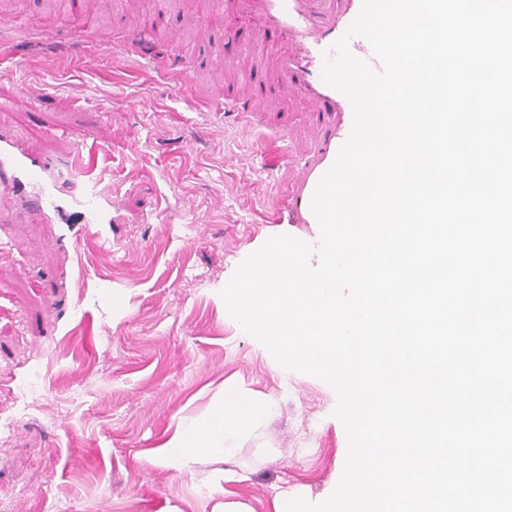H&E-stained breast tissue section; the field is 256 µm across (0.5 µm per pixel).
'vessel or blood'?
<instances>
[{"instance_id": "vessel-or-blood-1", "label": "vessel or blood", "mask_w": 512, "mask_h": 512, "mask_svg": "<svg viewBox=\"0 0 512 512\" xmlns=\"http://www.w3.org/2000/svg\"><path fill=\"white\" fill-rule=\"evenodd\" d=\"M362 0H219L215 12L225 17L224 32L234 36L248 29L240 40L243 55L273 54L268 75L250 68L238 73V90L225 94L212 109L225 117L247 122L262 111L269 92L303 99L309 111L333 114L334 123L324 133L317 155L304 161L290 160L291 186L302 197H312L324 173L332 166L340 147L350 135L353 110L349 100L327 85L321 76L324 59L333 55L334 43L358 16ZM350 52L367 62L375 72L384 65L370 43L352 38ZM68 169L84 180L77 191H69L56 171L57 164L28 152L20 141L0 136V193L15 195L31 191L27 212L44 216L54 212L73 224H108L112 200L103 195L99 181L81 154H74Z\"/></svg>"}]
</instances>
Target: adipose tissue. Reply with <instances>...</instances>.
Here are the masks:
<instances>
[{"mask_svg": "<svg viewBox=\"0 0 512 512\" xmlns=\"http://www.w3.org/2000/svg\"><path fill=\"white\" fill-rule=\"evenodd\" d=\"M269 413L270 407L266 403L229 392L211 408L203 425L178 420L153 454L178 470L201 459L226 462L230 437L242 426L263 420Z\"/></svg>", "mask_w": 512, "mask_h": 512, "instance_id": "ef3b65f1", "label": "adipose tissue"}]
</instances>
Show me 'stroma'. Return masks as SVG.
<instances>
[{
  "label": "stroma",
  "mask_w": 512,
  "mask_h": 512,
  "mask_svg": "<svg viewBox=\"0 0 512 512\" xmlns=\"http://www.w3.org/2000/svg\"><path fill=\"white\" fill-rule=\"evenodd\" d=\"M157 2L101 16L82 39L64 17L45 33L0 22L13 132L56 161L90 154L117 203L113 224H14L19 202L0 198V512H211L215 464L180 474L152 450L174 418L203 421L224 385L272 407L229 441L228 498L272 512L275 494L293 489L318 503L343 472L334 390L279 365L221 297L270 237L318 244L288 164L271 169L263 156L313 157L320 131L298 101H271L244 127L207 112L228 78L210 54L224 31L185 20L211 0L170 7L148 55L116 49ZM178 46L200 63L192 80L154 62ZM39 94L47 103L31 111Z\"/></svg>",
  "instance_id": "35a3bbf8"
}]
</instances>
